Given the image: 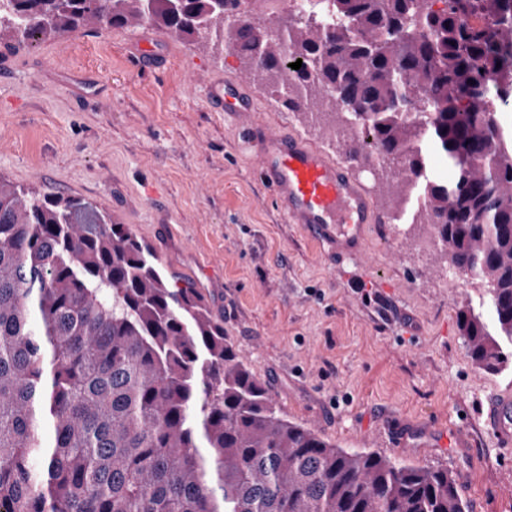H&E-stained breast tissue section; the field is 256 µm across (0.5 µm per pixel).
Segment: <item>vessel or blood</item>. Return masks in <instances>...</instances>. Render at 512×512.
<instances>
[{"label":"vessel or blood","instance_id":"b4317fda","mask_svg":"<svg viewBox=\"0 0 512 512\" xmlns=\"http://www.w3.org/2000/svg\"><path fill=\"white\" fill-rule=\"evenodd\" d=\"M209 102L216 112L253 109L251 95L239 81H211ZM248 135L257 149L259 177L287 221L307 225L329 253L358 249L366 226L378 219V198L362 185L352 165L330 159L295 134H271L253 123ZM484 419L499 448L512 453V395H495Z\"/></svg>","mask_w":512,"mask_h":512}]
</instances>
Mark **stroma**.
<instances>
[{
  "label": "stroma",
  "mask_w": 512,
  "mask_h": 512,
  "mask_svg": "<svg viewBox=\"0 0 512 512\" xmlns=\"http://www.w3.org/2000/svg\"><path fill=\"white\" fill-rule=\"evenodd\" d=\"M245 75L237 56L150 26L0 45V176L91 202L151 247L169 282L205 289L288 420L347 450L448 469L467 512H512V455L482 416L512 370L477 368L457 321L488 302L485 283L392 223L389 185L358 251L331 257L287 223L238 122L344 152L254 80V111H211V79Z\"/></svg>",
  "instance_id": "stroma-1"
}]
</instances>
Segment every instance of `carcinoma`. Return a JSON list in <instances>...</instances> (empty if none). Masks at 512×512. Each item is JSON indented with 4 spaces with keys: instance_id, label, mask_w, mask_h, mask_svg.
Instances as JSON below:
<instances>
[{
    "instance_id": "carcinoma-1",
    "label": "carcinoma",
    "mask_w": 512,
    "mask_h": 512,
    "mask_svg": "<svg viewBox=\"0 0 512 512\" xmlns=\"http://www.w3.org/2000/svg\"><path fill=\"white\" fill-rule=\"evenodd\" d=\"M0 0V43L148 25L236 55L348 157L392 167L393 213L487 281L457 319L512 368V0ZM302 60L294 70L288 64ZM447 158L452 177L427 164ZM0 512H467L446 469L349 452L278 410L198 288H172L125 224L0 177ZM247 0L246 8L250 12L267 13L275 15L280 13L288 5V9L303 11L309 8L310 1L316 0Z\"/></svg>"
}]
</instances>
